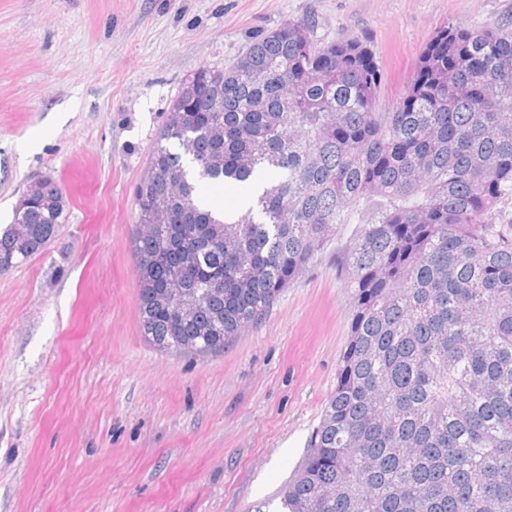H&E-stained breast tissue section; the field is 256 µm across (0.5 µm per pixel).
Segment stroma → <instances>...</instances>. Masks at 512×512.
<instances>
[{
    "instance_id": "35a3bbf8",
    "label": "stroma",
    "mask_w": 512,
    "mask_h": 512,
    "mask_svg": "<svg viewBox=\"0 0 512 512\" xmlns=\"http://www.w3.org/2000/svg\"><path fill=\"white\" fill-rule=\"evenodd\" d=\"M363 36L400 97L440 28L512 0H0V226L53 178L68 220L0 273V512H252L300 470L349 336L343 240L222 353L139 326L135 188L182 84L289 20Z\"/></svg>"
}]
</instances>
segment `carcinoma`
Masks as SVG:
<instances>
[{
    "label": "carcinoma",
    "instance_id": "1",
    "mask_svg": "<svg viewBox=\"0 0 512 512\" xmlns=\"http://www.w3.org/2000/svg\"><path fill=\"white\" fill-rule=\"evenodd\" d=\"M364 37L289 20L185 79L136 190L141 336L213 355L350 225V337L276 512H512V27L445 26L402 96ZM235 181L246 214L204 203ZM68 201L45 178L0 231V273Z\"/></svg>",
    "mask_w": 512,
    "mask_h": 512
}]
</instances>
